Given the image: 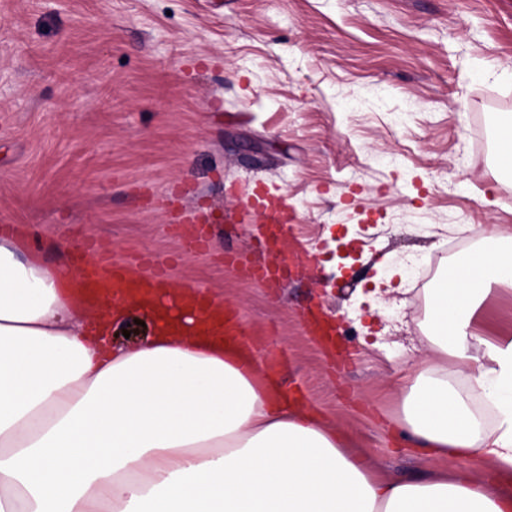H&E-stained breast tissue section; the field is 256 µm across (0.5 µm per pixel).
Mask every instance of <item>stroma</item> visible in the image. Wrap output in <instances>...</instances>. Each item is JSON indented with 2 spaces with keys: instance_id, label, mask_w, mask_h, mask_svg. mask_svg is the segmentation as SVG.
Returning a JSON list of instances; mask_svg holds the SVG:
<instances>
[{
  "instance_id": "obj_1",
  "label": "stroma",
  "mask_w": 512,
  "mask_h": 512,
  "mask_svg": "<svg viewBox=\"0 0 512 512\" xmlns=\"http://www.w3.org/2000/svg\"><path fill=\"white\" fill-rule=\"evenodd\" d=\"M501 112L512 0H0V228L49 263L88 240L134 274L165 263L285 352L277 381L349 455L414 479L441 466L398 428L405 365L440 362L424 310L483 227L512 235ZM266 190L310 245L280 287L224 264ZM201 232L208 251L188 250ZM480 321L512 336V293Z\"/></svg>"
}]
</instances>
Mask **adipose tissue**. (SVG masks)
<instances>
[{"label":"adipose tissue","mask_w":512,"mask_h":512,"mask_svg":"<svg viewBox=\"0 0 512 512\" xmlns=\"http://www.w3.org/2000/svg\"><path fill=\"white\" fill-rule=\"evenodd\" d=\"M77 276L0 235V512H512V337L479 356L472 330L493 289L512 291V248L476 251L431 296L423 339L453 364L404 376L400 426L448 468L410 480L372 473L335 430L278 404L206 314L89 303ZM132 313L149 338L113 345ZM485 459L501 484L457 475Z\"/></svg>","instance_id":"1"}]
</instances>
